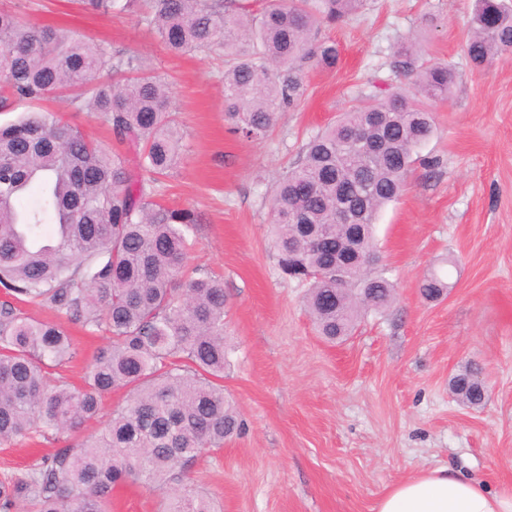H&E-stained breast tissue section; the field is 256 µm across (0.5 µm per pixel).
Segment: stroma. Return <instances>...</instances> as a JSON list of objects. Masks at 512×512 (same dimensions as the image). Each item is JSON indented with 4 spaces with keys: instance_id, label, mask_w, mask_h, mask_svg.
<instances>
[{
    "instance_id": "35a3bbf8",
    "label": "stroma",
    "mask_w": 512,
    "mask_h": 512,
    "mask_svg": "<svg viewBox=\"0 0 512 512\" xmlns=\"http://www.w3.org/2000/svg\"><path fill=\"white\" fill-rule=\"evenodd\" d=\"M473 0H365L317 27L336 67L306 66V93L272 133L250 141L224 121V56L169 53L133 15L92 14L77 0H0L31 21L66 27L139 58L170 88L182 155L161 199L197 212L188 272L222 276L230 365L224 393L244 424L173 483L217 512H372L396 481L450 466L496 489L512 483V54L475 68L466 54ZM415 42L428 66L452 65L436 128L414 154L404 191L379 212L380 267L394 299L353 336L326 342L304 286L282 274L271 239L273 190L302 148L342 113L400 86L393 51ZM448 289L424 299L421 282ZM68 330L75 357L53 378L79 386L105 333ZM482 369V405L451 379ZM57 445H0V478Z\"/></svg>"
}]
</instances>
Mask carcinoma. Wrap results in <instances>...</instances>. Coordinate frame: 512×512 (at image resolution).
I'll use <instances>...</instances> for the list:
<instances>
[{"mask_svg":"<svg viewBox=\"0 0 512 512\" xmlns=\"http://www.w3.org/2000/svg\"><path fill=\"white\" fill-rule=\"evenodd\" d=\"M80 3L138 15L172 53H224V121L259 141L302 97L304 64H336V44L314 28L345 20L363 0H269L256 14L241 0ZM466 49L477 65L512 52V0H475ZM390 68L409 88L313 136L272 199L280 269L308 284L309 314L332 343L393 300V284L371 274L376 217L401 194L414 151L433 132L430 103L455 81L448 67L420 64L409 44ZM14 103L27 111L0 125V443L38 435L65 445L0 480V512H111L112 490L128 483L162 491L161 512H214L204 494L167 493L176 470L241 427L220 384L229 357L223 282L178 279L199 216L156 200L181 158L168 85L132 55L0 9V108ZM62 111L100 114L118 147L89 138ZM130 153L152 179L135 176ZM343 193L356 231L338 223ZM338 256L357 260L339 287L328 273ZM446 288L436 275L421 284L427 298ZM19 301L109 334L82 386L48 384L46 370L73 358L72 340L61 324L25 316ZM480 375L471 365L455 376L462 403L483 402ZM119 388L130 396L105 429L70 441Z\"/></svg>","mask_w":512,"mask_h":512,"instance_id":"cac0c4a2","label":"carcinoma"}]
</instances>
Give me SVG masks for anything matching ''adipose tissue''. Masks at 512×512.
<instances>
[{"mask_svg": "<svg viewBox=\"0 0 512 512\" xmlns=\"http://www.w3.org/2000/svg\"><path fill=\"white\" fill-rule=\"evenodd\" d=\"M372 512H512V484L493 491L483 481L439 467L390 485Z\"/></svg>", "mask_w": 512, "mask_h": 512, "instance_id": "ef3b65f1", "label": "adipose tissue"}]
</instances>
